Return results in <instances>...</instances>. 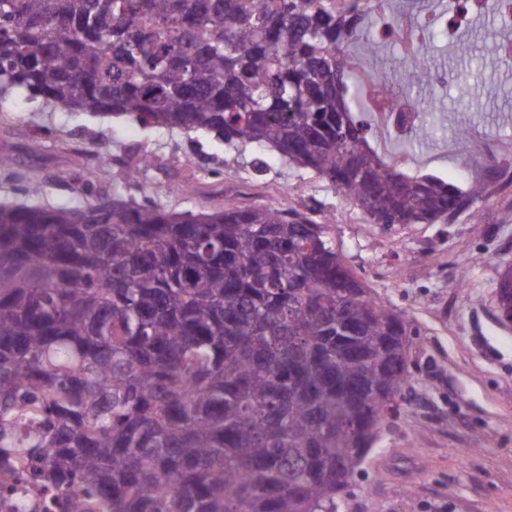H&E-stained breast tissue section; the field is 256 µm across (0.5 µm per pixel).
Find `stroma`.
<instances>
[{
	"label": "stroma",
	"mask_w": 512,
	"mask_h": 512,
	"mask_svg": "<svg viewBox=\"0 0 512 512\" xmlns=\"http://www.w3.org/2000/svg\"><path fill=\"white\" fill-rule=\"evenodd\" d=\"M425 44L428 62L452 69V85L419 87L427 133L412 140L377 130L370 145L411 176L466 187L467 127L485 156L512 161V66L498 55L490 17ZM0 139L20 147L0 170V202L82 207L100 197L156 203L182 212L267 205L308 214L330 227L347 266L369 293L411 324V380L367 456L341 512H512V326L500 322L496 281L512 264V195L491 193L451 224L370 223L351 200L309 169L254 144L149 129L127 116L76 115L25 98L0 103ZM38 141L40 151L25 150ZM108 164H99V157ZM148 158L138 182L130 165ZM42 190L25 192L29 177Z\"/></svg>",
	"instance_id": "35a3bbf8"
}]
</instances>
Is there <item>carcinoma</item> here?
I'll return each mask as SVG.
<instances>
[{"instance_id":"carcinoma-1","label":"carcinoma","mask_w":512,"mask_h":512,"mask_svg":"<svg viewBox=\"0 0 512 512\" xmlns=\"http://www.w3.org/2000/svg\"><path fill=\"white\" fill-rule=\"evenodd\" d=\"M409 2L0 0V86L271 147L374 224H446L485 186L390 168L354 116L364 93L347 101L357 59L384 45L374 22ZM431 80L408 60L406 87ZM495 292L511 324V266ZM410 343L297 210L0 203V506L339 512Z\"/></svg>"}]
</instances>
